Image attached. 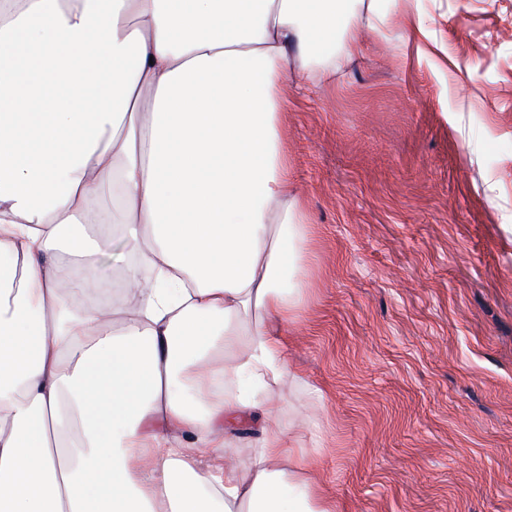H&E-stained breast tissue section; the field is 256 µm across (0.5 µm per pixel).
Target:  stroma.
Listing matches in <instances>:
<instances>
[{"mask_svg":"<svg viewBox=\"0 0 512 512\" xmlns=\"http://www.w3.org/2000/svg\"><path fill=\"white\" fill-rule=\"evenodd\" d=\"M286 75L308 218L280 420L335 512H512V0H385Z\"/></svg>","mask_w":512,"mask_h":512,"instance_id":"stroma-1","label":"stroma"}]
</instances>
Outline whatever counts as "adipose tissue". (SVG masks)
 I'll return each mask as SVG.
<instances>
[{
  "mask_svg": "<svg viewBox=\"0 0 512 512\" xmlns=\"http://www.w3.org/2000/svg\"><path fill=\"white\" fill-rule=\"evenodd\" d=\"M364 26L378 0H0V512H332L276 421L307 248L280 92ZM108 222L134 311L71 303ZM262 425L261 415L253 413L235 427L233 431V444L237 450V459H244L247 456L248 448H250L252 441L260 435Z\"/></svg>",
  "mask_w": 512,
  "mask_h": 512,
  "instance_id": "ef3b65f1",
  "label": "adipose tissue"
}]
</instances>
